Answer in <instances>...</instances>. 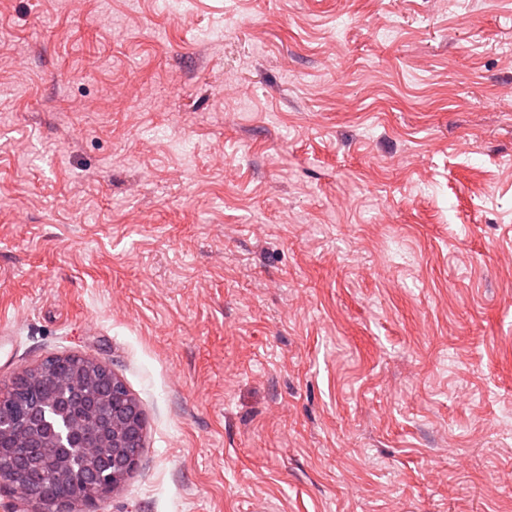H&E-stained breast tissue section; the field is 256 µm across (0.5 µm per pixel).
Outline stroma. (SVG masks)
<instances>
[{
	"instance_id": "1",
	"label": "stroma",
	"mask_w": 512,
	"mask_h": 512,
	"mask_svg": "<svg viewBox=\"0 0 512 512\" xmlns=\"http://www.w3.org/2000/svg\"><path fill=\"white\" fill-rule=\"evenodd\" d=\"M1 323L140 404L81 512H512V0H0Z\"/></svg>"
}]
</instances>
